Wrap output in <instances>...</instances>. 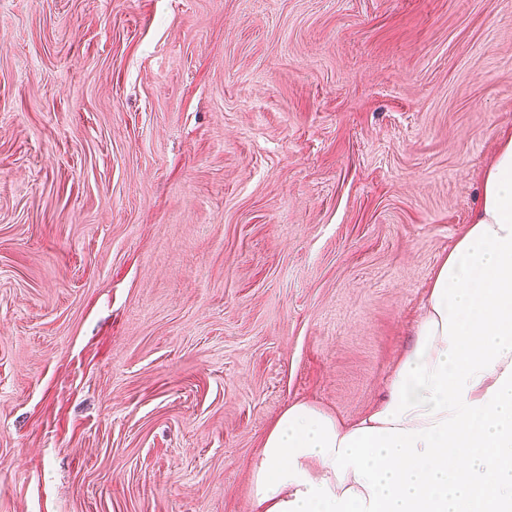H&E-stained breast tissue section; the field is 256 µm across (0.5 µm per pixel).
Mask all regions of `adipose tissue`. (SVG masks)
I'll list each match as a JSON object with an SVG mask.
<instances>
[{
    "label": "adipose tissue",
    "instance_id": "obj_1",
    "mask_svg": "<svg viewBox=\"0 0 512 512\" xmlns=\"http://www.w3.org/2000/svg\"><path fill=\"white\" fill-rule=\"evenodd\" d=\"M386 396L294 402L254 463V512H512V132L439 262Z\"/></svg>",
    "mask_w": 512,
    "mask_h": 512
}]
</instances>
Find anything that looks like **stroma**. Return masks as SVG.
<instances>
[{"label": "stroma", "instance_id": "stroma-1", "mask_svg": "<svg viewBox=\"0 0 512 512\" xmlns=\"http://www.w3.org/2000/svg\"><path fill=\"white\" fill-rule=\"evenodd\" d=\"M512 128V0H0V512H252L385 392Z\"/></svg>", "mask_w": 512, "mask_h": 512}]
</instances>
